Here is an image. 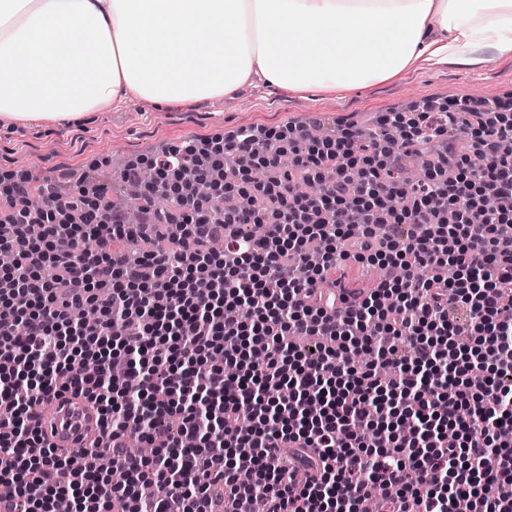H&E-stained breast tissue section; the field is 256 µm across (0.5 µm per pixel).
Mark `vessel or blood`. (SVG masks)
Returning a JSON list of instances; mask_svg holds the SVG:
<instances>
[{"label": "vessel or blood", "mask_w": 512, "mask_h": 512, "mask_svg": "<svg viewBox=\"0 0 512 512\" xmlns=\"http://www.w3.org/2000/svg\"><path fill=\"white\" fill-rule=\"evenodd\" d=\"M49 412L38 424L51 447L83 448L99 432L97 406L82 397L57 396L48 398Z\"/></svg>", "instance_id": "b4317fda"}]
</instances>
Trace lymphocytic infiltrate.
Masks as SVG:
<instances>
[{"label": "lymphocytic infiltrate", "instance_id": "f902f5d3", "mask_svg": "<svg viewBox=\"0 0 512 512\" xmlns=\"http://www.w3.org/2000/svg\"><path fill=\"white\" fill-rule=\"evenodd\" d=\"M380 125L369 140L350 127L316 140L243 129L130 164L121 178L151 216L136 225L93 174L68 195L46 185L36 223L21 206L28 180L9 181L0 512H108L115 500L215 512L219 497L224 512H252L258 498L265 512H355L382 486L395 491L387 512H453L462 498L470 512H512V236L500 232L512 224V113L453 98ZM257 159L255 178L213 198L208 165ZM189 165L195 177L156 208L142 169ZM298 179L321 194H296ZM244 195L262 207L239 209ZM258 223L261 239L241 235ZM158 235L170 251L130 261L135 239ZM313 238L324 252L311 265ZM349 258L388 274L339 308ZM422 266L432 277L416 278ZM78 308L95 322L77 321ZM69 391L97 405L104 437L76 458L48 446L33 415ZM171 421L175 433L158 435ZM134 435L151 456L128 451Z\"/></svg>", "mask_w": 512, "mask_h": 512}]
</instances>
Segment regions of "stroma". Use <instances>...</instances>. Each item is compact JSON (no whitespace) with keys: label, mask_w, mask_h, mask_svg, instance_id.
Here are the masks:
<instances>
[{"label":"stroma","mask_w":512,"mask_h":512,"mask_svg":"<svg viewBox=\"0 0 512 512\" xmlns=\"http://www.w3.org/2000/svg\"><path fill=\"white\" fill-rule=\"evenodd\" d=\"M509 95L512 51L473 66L419 61L392 79L348 91H294L266 83L243 88L230 99L159 104L137 98L73 124L0 130V173H24L39 185L58 173L93 166L109 181L116 176V158L131 162L242 127L285 130L303 124L333 133L346 126L373 127L382 113L423 101Z\"/></svg>","instance_id":"1"}]
</instances>
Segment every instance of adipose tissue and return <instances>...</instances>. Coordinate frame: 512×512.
Returning a JSON list of instances; mask_svg holds the SVG:
<instances>
[{"instance_id": "1", "label": "adipose tissue", "mask_w": 512, "mask_h": 512, "mask_svg": "<svg viewBox=\"0 0 512 512\" xmlns=\"http://www.w3.org/2000/svg\"><path fill=\"white\" fill-rule=\"evenodd\" d=\"M511 49L512 0H0V124L252 81L345 91L423 57L469 66Z\"/></svg>"}]
</instances>
